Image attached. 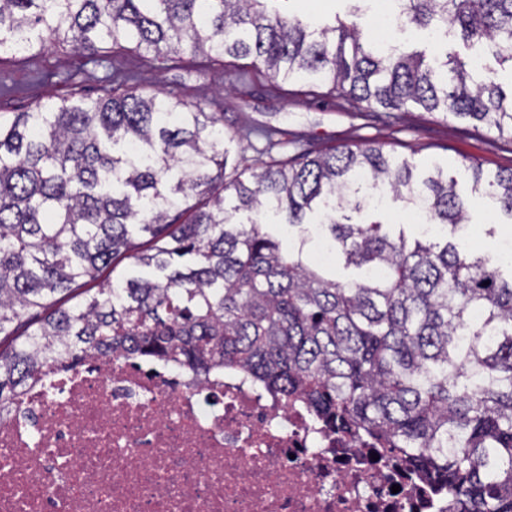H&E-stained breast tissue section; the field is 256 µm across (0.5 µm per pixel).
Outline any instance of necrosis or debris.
<instances>
[{
  "label": "necrosis or debris",
  "mask_w": 512,
  "mask_h": 512,
  "mask_svg": "<svg viewBox=\"0 0 512 512\" xmlns=\"http://www.w3.org/2000/svg\"><path fill=\"white\" fill-rule=\"evenodd\" d=\"M374 453L236 373L96 354L0 419V512H447Z\"/></svg>",
  "instance_id": "4bbe7bcc"
}]
</instances>
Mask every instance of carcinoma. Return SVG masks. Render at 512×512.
<instances>
[{"label": "carcinoma", "instance_id": "carcinoma-1", "mask_svg": "<svg viewBox=\"0 0 512 512\" xmlns=\"http://www.w3.org/2000/svg\"><path fill=\"white\" fill-rule=\"evenodd\" d=\"M295 0H0V51L46 40L77 52L109 41L176 64L204 56L274 83L325 88L358 112L465 119L512 142V91L460 41L512 70V0H404L406 22L437 40L384 51L363 38L368 0L311 21ZM114 87L63 97L0 120V416L50 367L75 371L98 352L164 360L198 376L250 374L301 400L335 431L396 457L453 512H512V279L497 258L459 241H409L356 219L369 192L468 222L456 180H425L384 145L342 143L271 156H233L223 119L164 91ZM472 192L512 220V168L469 158ZM309 213L346 266L340 282L259 222ZM126 255L155 275L120 276L68 307L66 295Z\"/></svg>", "mask_w": 512, "mask_h": 512}]
</instances>
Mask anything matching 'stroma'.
<instances>
[{"instance_id": "1", "label": "stroma", "mask_w": 512, "mask_h": 512, "mask_svg": "<svg viewBox=\"0 0 512 512\" xmlns=\"http://www.w3.org/2000/svg\"><path fill=\"white\" fill-rule=\"evenodd\" d=\"M129 76L139 94L165 91L190 103L231 95L221 109L224 131L233 138L231 148L248 163L260 161L259 141L254 129L274 126L295 133L304 146L324 149L343 141L377 142L416 167L417 174L433 166L447 168L457 181V190L471 202L470 224L457 237L470 250L497 254L512 246V222L496 202L470 191L464 157L481 160L485 170L512 168V143L495 133L474 128L468 121L431 115L415 109L399 117L344 110L339 99L307 93L296 84L276 89L262 74L240 85L225 75L223 63L205 57L179 65L133 49L119 50L102 44L93 54H82L59 46H46L0 55V117L26 112L67 95L97 98L111 88L113 76Z\"/></svg>"}]
</instances>
